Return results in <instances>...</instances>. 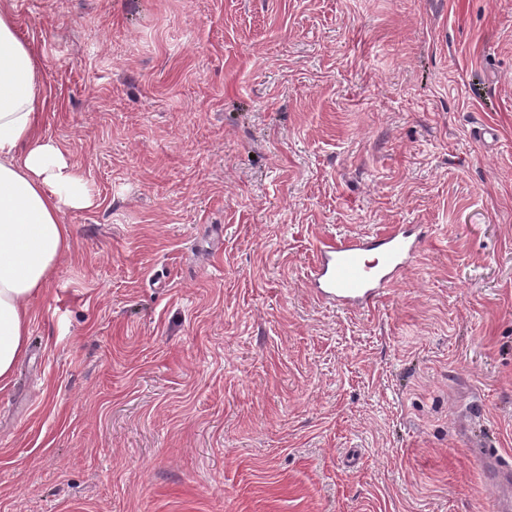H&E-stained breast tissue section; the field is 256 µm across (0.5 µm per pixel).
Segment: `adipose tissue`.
Returning <instances> with one entry per match:
<instances>
[{
    "instance_id": "1",
    "label": "adipose tissue",
    "mask_w": 512,
    "mask_h": 512,
    "mask_svg": "<svg viewBox=\"0 0 512 512\" xmlns=\"http://www.w3.org/2000/svg\"><path fill=\"white\" fill-rule=\"evenodd\" d=\"M42 64L0 4V385L26 354L31 303L43 296L72 229L63 216L97 207L82 171L45 135Z\"/></svg>"
}]
</instances>
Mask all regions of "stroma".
<instances>
[{"label":"stroma","instance_id":"35a3bbf8","mask_svg":"<svg viewBox=\"0 0 512 512\" xmlns=\"http://www.w3.org/2000/svg\"><path fill=\"white\" fill-rule=\"evenodd\" d=\"M99 200L0 389V512H494L512 0H6ZM421 224L365 310L318 246Z\"/></svg>","mask_w":512,"mask_h":512}]
</instances>
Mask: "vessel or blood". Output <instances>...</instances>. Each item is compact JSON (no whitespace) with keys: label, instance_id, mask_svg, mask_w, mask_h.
I'll return each mask as SVG.
<instances>
[{"label":"vessel or blood","instance_id":"1","mask_svg":"<svg viewBox=\"0 0 512 512\" xmlns=\"http://www.w3.org/2000/svg\"><path fill=\"white\" fill-rule=\"evenodd\" d=\"M424 242L418 227L401 224L375 236L336 239L320 248L312 284L337 307L369 308L414 262Z\"/></svg>","mask_w":512,"mask_h":512}]
</instances>
